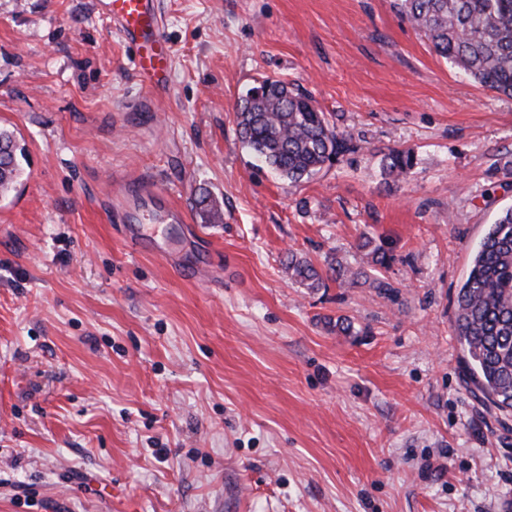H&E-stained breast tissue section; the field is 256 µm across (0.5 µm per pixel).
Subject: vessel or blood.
<instances>
[{"mask_svg": "<svg viewBox=\"0 0 512 512\" xmlns=\"http://www.w3.org/2000/svg\"><path fill=\"white\" fill-rule=\"evenodd\" d=\"M99 8L132 49L139 83L152 89L165 86L172 58L155 0H99Z\"/></svg>", "mask_w": 512, "mask_h": 512, "instance_id": "b4317fda", "label": "vessel or blood"}]
</instances>
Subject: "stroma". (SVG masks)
<instances>
[{
  "mask_svg": "<svg viewBox=\"0 0 512 512\" xmlns=\"http://www.w3.org/2000/svg\"><path fill=\"white\" fill-rule=\"evenodd\" d=\"M148 90L96 0H0V512H512V417L470 392L454 300L512 205V98L462 80L394 0H159ZM282 80L355 145L298 183L238 138ZM413 155L406 180L386 154ZM185 214L131 249L110 209ZM310 290L289 254L369 270ZM354 331L337 332L336 321ZM24 148L17 143L8 130L0 129V193L4 194L16 187L22 174L20 158ZM328 265L329 272L331 273L330 280L335 282L338 287L355 285L358 283V279L362 277L365 278L364 282L371 280L370 284L372 288H376L379 292L393 295L398 292L397 287L392 283L376 275L371 276L366 271H354L350 266L345 265L338 257L331 258V260L328 261Z\"/></svg>",
  "mask_w": 512,
  "mask_h": 512,
  "instance_id": "stroma-1",
  "label": "stroma"
}]
</instances>
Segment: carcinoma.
<instances>
[{
	"mask_svg": "<svg viewBox=\"0 0 512 512\" xmlns=\"http://www.w3.org/2000/svg\"><path fill=\"white\" fill-rule=\"evenodd\" d=\"M399 13L424 35L434 52L468 80L512 97V0H396ZM238 135L262 166L297 183L343 153L354 149L338 131L333 116L317 110L310 98L279 80H265L240 99ZM24 148L0 129V193L16 187ZM413 165L407 150H394L383 171L406 178ZM373 265L386 267V250L364 237ZM338 287L359 278L380 292L396 287L376 275L355 271L339 258L328 261ZM290 278L318 290L327 287L314 264L294 254L286 264ZM454 329L463 352L462 366L475 397L489 412L512 413V206L489 225L476 248L469 272L455 299Z\"/></svg>",
	"mask_w": 512,
	"mask_h": 512,
	"instance_id": "obj_1",
	"label": "carcinoma"
}]
</instances>
